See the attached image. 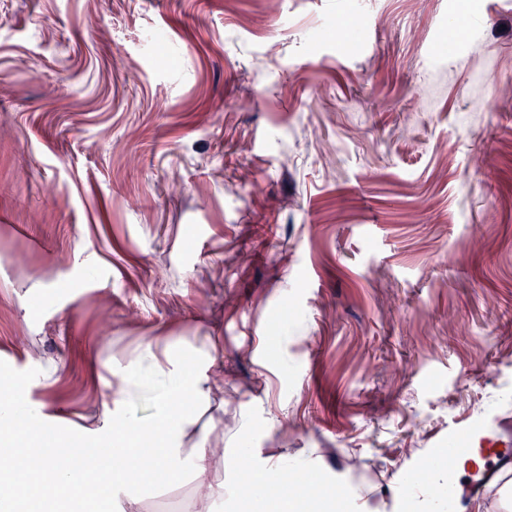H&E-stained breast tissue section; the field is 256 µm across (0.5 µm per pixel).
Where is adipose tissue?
<instances>
[{"mask_svg": "<svg viewBox=\"0 0 512 512\" xmlns=\"http://www.w3.org/2000/svg\"><path fill=\"white\" fill-rule=\"evenodd\" d=\"M212 366L206 353L190 359L170 351L160 364L149 350L144 364L115 369L121 388L151 394L153 420L141 428L133 427L124 401L116 399L104 404L99 422L64 429L56 415L31 403L29 383L1 379L0 457H22L25 469L0 472V512H94L99 497L115 491L123 495L122 512H141L143 491L175 479L186 466L201 503L227 494L226 483L213 478L224 461L223 449L186 445L197 408L222 389L209 374ZM19 421L34 434L23 448L11 432ZM234 454L236 472L257 478L249 495L237 501L243 512L258 503L266 512H330L331 491L317 497L308 486L282 479L281 461L264 456L251 434L240 437ZM147 460L152 463L148 473L142 470Z\"/></svg>", "mask_w": 512, "mask_h": 512, "instance_id": "ef3b65f1", "label": "adipose tissue"}]
</instances>
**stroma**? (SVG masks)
<instances>
[{
  "mask_svg": "<svg viewBox=\"0 0 512 512\" xmlns=\"http://www.w3.org/2000/svg\"><path fill=\"white\" fill-rule=\"evenodd\" d=\"M149 344L224 376L189 444L387 512L512 433V0H0V373L84 424Z\"/></svg>",
  "mask_w": 512,
  "mask_h": 512,
  "instance_id": "stroma-1",
  "label": "stroma"
}]
</instances>
